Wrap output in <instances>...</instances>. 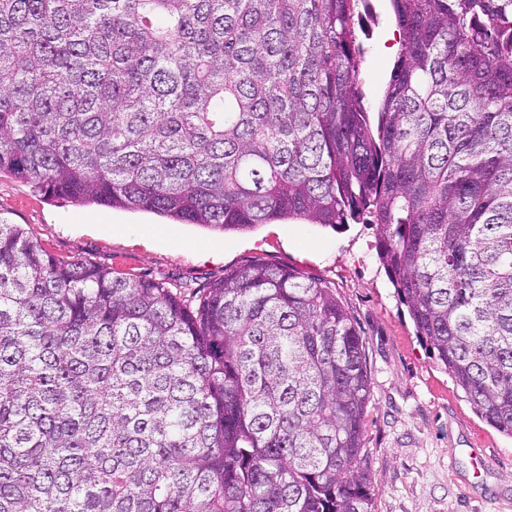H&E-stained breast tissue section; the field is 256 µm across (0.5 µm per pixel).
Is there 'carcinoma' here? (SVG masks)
<instances>
[{
  "label": "carcinoma",
  "mask_w": 512,
  "mask_h": 512,
  "mask_svg": "<svg viewBox=\"0 0 512 512\" xmlns=\"http://www.w3.org/2000/svg\"><path fill=\"white\" fill-rule=\"evenodd\" d=\"M0 0V172L219 232L376 227L415 336L512 437V0ZM363 341L277 265L197 303L0 218V512H372ZM375 9L369 10L374 22L370 27H363L360 33L365 58L362 64L361 78L369 102L375 103L380 98L389 76L396 52L399 48L400 35L392 20L387 0H370ZM395 46V49L390 50Z\"/></svg>",
  "instance_id": "1"
}]
</instances>
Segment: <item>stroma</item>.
Here are the masks:
<instances>
[{"label": "stroma", "mask_w": 512, "mask_h": 512, "mask_svg": "<svg viewBox=\"0 0 512 512\" xmlns=\"http://www.w3.org/2000/svg\"><path fill=\"white\" fill-rule=\"evenodd\" d=\"M372 2L361 78L374 103L400 35L388 0ZM0 217L22 225L57 258L163 281L189 300L252 261L321 280L363 338L372 389L363 446L375 475L374 512H512V437L474 411L417 339L379 261L374 225L335 230L284 221L223 234L150 213L77 205L7 173H0ZM473 448L486 449L490 468L472 464Z\"/></svg>", "instance_id": "35a3bbf8"}]
</instances>
